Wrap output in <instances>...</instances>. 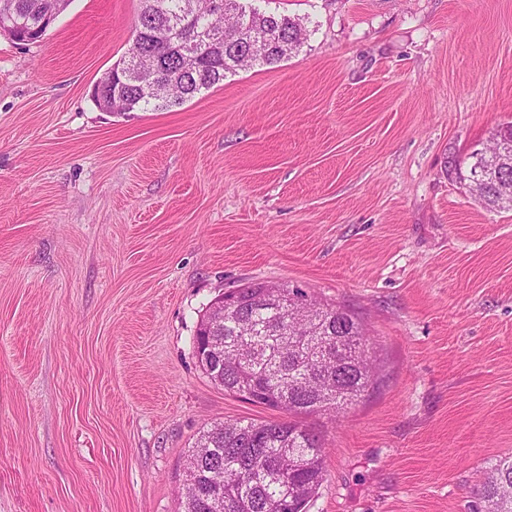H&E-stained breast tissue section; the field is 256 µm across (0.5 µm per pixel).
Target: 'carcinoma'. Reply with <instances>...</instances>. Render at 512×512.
<instances>
[{"label": "carcinoma", "mask_w": 512, "mask_h": 512, "mask_svg": "<svg viewBox=\"0 0 512 512\" xmlns=\"http://www.w3.org/2000/svg\"><path fill=\"white\" fill-rule=\"evenodd\" d=\"M44 0H0L12 8L15 23L25 31L38 25ZM135 37L125 54L113 64L120 79L106 81L100 90L104 99L118 103V111L167 109L179 106L202 91L222 83L227 75L255 64L274 65L297 53L306 40L300 20L287 15L259 13L246 0H233V11H208L198 3L194 17L181 16L183 0H140ZM250 21L244 47L234 27V14ZM207 31L216 39L199 45L195 71L186 83L172 86L163 97L149 93L132 77V68L119 69L140 53L153 55L160 75L183 66L179 44L191 31ZM512 142V125L496 130L491 145L473 151L467 169L457 168L476 200L488 209H512L504 196L512 193V164L496 177L475 181L503 147ZM241 310L224 319L217 334L224 337V390L252 405L281 410L288 415L334 413L356 401L375 375V359L361 323L348 311L332 304L288 303L282 298L259 301L263 285L237 289ZM223 440L200 463L201 475L189 463V490L198 501L224 492L227 512H293L289 498L298 494L309 501L324 480L325 448L320 437L292 420L261 422L235 420L212 426ZM291 448L295 464L277 478L272 470L278 450ZM478 495L484 512H512V456L501 458L487 473Z\"/></svg>", "instance_id": "obj_1"}]
</instances>
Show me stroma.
Masks as SVG:
<instances>
[{"label":"stroma","instance_id":"1","mask_svg":"<svg viewBox=\"0 0 512 512\" xmlns=\"http://www.w3.org/2000/svg\"><path fill=\"white\" fill-rule=\"evenodd\" d=\"M301 52L182 106L101 111L139 0L0 36V512H182L200 433L273 410L200 369L220 294L365 325L377 382L309 422L308 512H475L512 454V210L451 175L512 124V0H252Z\"/></svg>","mask_w":512,"mask_h":512}]
</instances>
